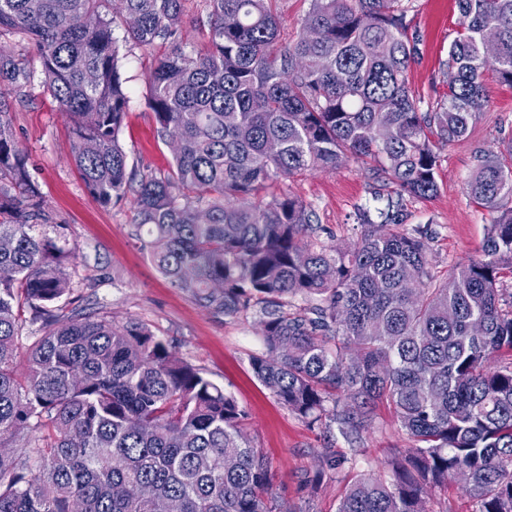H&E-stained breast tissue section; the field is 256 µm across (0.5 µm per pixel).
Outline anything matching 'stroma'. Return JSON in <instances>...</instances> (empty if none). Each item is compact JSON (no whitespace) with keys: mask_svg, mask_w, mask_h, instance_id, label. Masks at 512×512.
I'll return each instance as SVG.
<instances>
[{"mask_svg":"<svg viewBox=\"0 0 512 512\" xmlns=\"http://www.w3.org/2000/svg\"><path fill=\"white\" fill-rule=\"evenodd\" d=\"M401 6L410 33L419 39L410 84L423 105H431L447 91L448 48L460 28L456 0H401ZM164 52L161 45L140 48L122 41L120 46L130 96L120 140L130 168L161 174L171 170L173 152L156 132L146 104V77ZM485 79L488 107L467 137L439 149L438 195L403 201L404 225L427 228L431 268L441 277L456 263L481 258L493 216L472 201L467 182L481 154L512 138V87L491 73ZM25 93L11 115L13 131L31 157L32 176L53 218L36 231L76 251L68 266L71 290L57 304V315L94 313L117 325L135 321L148 326L246 411L245 433L267 462L275 512H336L345 480L381 470L386 449L407 447L391 411L376 408V427L364 434V452L355 466L327 467L325 448L345 452L349 445L337 430L308 426L256 379L249 358L261 346L258 315L228 318L200 309L187 292L163 278L136 244L130 204L103 206L87 191L72 161L70 122L40 79H33ZM370 183L367 165L349 161L333 172L313 170L272 184L266 193L288 192L311 205L316 238L346 248L360 234L355 213L370 201Z\"/></svg>","mask_w":512,"mask_h":512,"instance_id":"35a3bbf8","label":"stroma"}]
</instances>
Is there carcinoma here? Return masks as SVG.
<instances>
[{"label": "carcinoma", "instance_id": "1", "mask_svg": "<svg viewBox=\"0 0 512 512\" xmlns=\"http://www.w3.org/2000/svg\"><path fill=\"white\" fill-rule=\"evenodd\" d=\"M206 51L186 52L183 0H0V512H273L266 463L235 398L145 325L73 313L16 346L25 313L52 316L74 251L34 228L50 221L10 114L32 71L75 125L72 153L92 198L133 194L135 240L201 308L259 314L257 380L310 425L350 445L384 403L411 445L345 487L336 512H430L427 489L468 474L473 512H512V140L480 157L467 189L497 214L483 258L444 282L427 233L399 230L401 203L365 206L348 249L307 234L312 209L259 193L306 170L370 158L373 183L430 199L437 149L465 137L488 104L485 73L512 86V0H457L454 78L427 109L409 86L418 38L400 0H310L296 41H280L275 0H207ZM168 46L148 76L167 175L128 169L120 142L130 98L114 37ZM320 31L309 40L305 29ZM497 55L484 56L486 36ZM276 143L279 151L267 146ZM418 275L407 295L409 269ZM456 319L448 321V309ZM480 318L484 334H469ZM24 440L26 445L16 446ZM38 460L33 471L32 460ZM45 333V329L42 328V322L39 320L36 323L32 324L29 321L23 324L22 330L20 332L18 339V350L16 363L19 371H25L27 366V358L28 353L32 345L35 341H37L40 336H43Z\"/></svg>", "mask_w": 512, "mask_h": 512}]
</instances>
